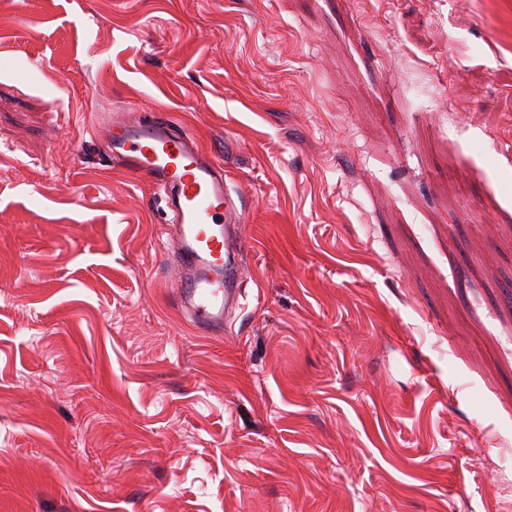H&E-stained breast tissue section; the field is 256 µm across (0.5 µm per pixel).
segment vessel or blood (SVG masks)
Listing matches in <instances>:
<instances>
[{
    "label": "vessel or blood",
    "mask_w": 512,
    "mask_h": 512,
    "mask_svg": "<svg viewBox=\"0 0 512 512\" xmlns=\"http://www.w3.org/2000/svg\"><path fill=\"white\" fill-rule=\"evenodd\" d=\"M105 140L113 163L163 191L174 215L182 312L198 330L223 334L244 283L235 249L242 214L223 165L165 111L112 114Z\"/></svg>",
    "instance_id": "1"
}]
</instances>
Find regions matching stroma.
Returning a JSON list of instances; mask_svg holds the SVG:
<instances>
[{"label":"stroma","instance_id":"obj_1","mask_svg":"<svg viewBox=\"0 0 512 512\" xmlns=\"http://www.w3.org/2000/svg\"><path fill=\"white\" fill-rule=\"evenodd\" d=\"M164 109L243 308L100 142ZM512 0H0V512H512ZM105 140L114 164L164 192L176 223L180 309L198 330L222 335L244 283L235 249L242 207L224 182L223 165L165 111L113 113Z\"/></svg>","mask_w":512,"mask_h":512}]
</instances>
